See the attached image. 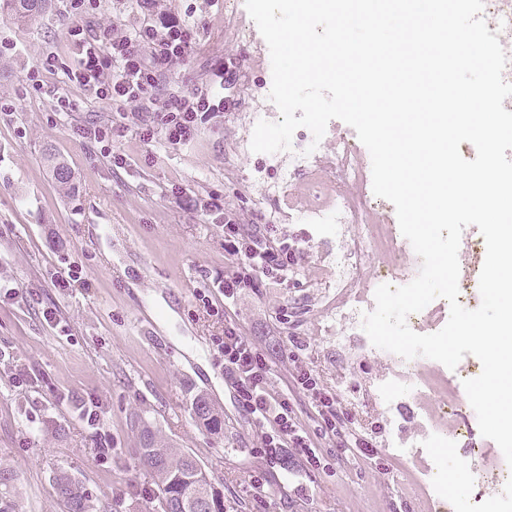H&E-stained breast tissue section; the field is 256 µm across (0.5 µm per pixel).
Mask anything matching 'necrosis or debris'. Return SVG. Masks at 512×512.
Listing matches in <instances>:
<instances>
[{
	"instance_id": "obj_1",
	"label": "necrosis or debris",
	"mask_w": 512,
	"mask_h": 512,
	"mask_svg": "<svg viewBox=\"0 0 512 512\" xmlns=\"http://www.w3.org/2000/svg\"><path fill=\"white\" fill-rule=\"evenodd\" d=\"M327 133L336 137V168L322 178L316 155L306 154L307 144L297 139L288 153V166L279 172V192L289 199L288 221L308 224L320 249L321 284L336 291V333L345 347L366 356L376 348L361 328L363 313L375 307L373 288L382 284L402 286L419 273L421 260L392 219L373 220L377 196L372 190V173L361 143L337 122H329ZM399 252V265L382 268L381 259ZM372 290L362 293L361 281ZM392 373L371 378L368 392L381 412H389L401 395H410L418 407L423 438L419 447L393 439L392 452L419 469L421 495L438 512L446 490L433 455L434 449L465 443L471 449L472 470L477 482H484V470L477 450L471 405L463 381L453 370L424 357L406 360L390 358ZM452 412L457 422L452 429L439 424V416Z\"/></svg>"
}]
</instances>
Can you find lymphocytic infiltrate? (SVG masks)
<instances>
[{"instance_id": "obj_1", "label": "lymphocytic infiltrate", "mask_w": 512, "mask_h": 512, "mask_svg": "<svg viewBox=\"0 0 512 512\" xmlns=\"http://www.w3.org/2000/svg\"><path fill=\"white\" fill-rule=\"evenodd\" d=\"M70 37L75 65L67 73L68 81L102 100L126 105L150 100L151 123L134 127L143 141L159 136L172 146L189 143L204 116L224 109V84L220 81L205 91L176 90L153 99L148 96L149 90L189 55L191 38L183 22L164 19L156 25L146 19L131 35L115 38L107 33L99 40L87 37L83 27L75 25ZM204 208L223 219L224 252L237 261L235 269L224 275L225 300H235L240 290L253 286L255 274L283 281L295 271L296 254L287 244L256 246L250 235L225 217L223 202L212 199ZM217 351L240 409L262 432L258 456L274 468L290 450L307 469L320 467L322 454L298 420L287 390L275 388L271 382L270 359L232 327L219 338ZM293 383L315 407L325 437L343 438L349 447L361 451L368 448V441L346 432L336 412L335 396L321 388L310 371H297Z\"/></svg>"}]
</instances>
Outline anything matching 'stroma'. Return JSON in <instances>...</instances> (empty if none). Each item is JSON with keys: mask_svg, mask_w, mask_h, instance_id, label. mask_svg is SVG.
Returning <instances> with one entry per match:
<instances>
[{"mask_svg": "<svg viewBox=\"0 0 512 512\" xmlns=\"http://www.w3.org/2000/svg\"><path fill=\"white\" fill-rule=\"evenodd\" d=\"M153 4L155 16L188 25L193 46L156 94L205 90L224 72L223 112L177 147L131 131L114 132L107 147L81 135L136 110L66 83L69 30L77 23L92 36L106 27L129 34L143 20L130 0H53L33 21L0 18V463L14 474L15 512H64L52 488L60 468L80 482L93 512H149L156 486L139 460L142 420L195 457L234 512H429L368 397L367 378L392 366L380 354L337 352L327 312L334 291L315 285L319 249L307 225L289 223L287 201L270 195L278 174L266 154L250 149L252 114L280 118L267 95L264 38L246 44L233 35L229 0ZM47 57L50 73L40 68ZM61 96L71 111H58ZM49 150L71 169L69 188L54 180ZM211 197L245 230L261 235L275 225L296 250L295 273L223 305L217 283L233 263L223 225L199 207ZM73 267L90 287L57 288L58 272ZM48 309L56 313L50 322ZM228 325L272 359L275 387L310 370L374 454L319 438L315 410L296 391L297 416L317 435L327 467L304 472L291 454L267 470L251 453L261 431L240 412L217 363L216 340ZM200 392L222 414V429L193 418ZM438 461L459 486L449 512H469L474 500L512 512V493L474 483L464 448L440 449ZM259 474L267 479L262 498L251 490Z\"/></svg>", "mask_w": 512, "mask_h": 512, "instance_id": "1", "label": "stroma"}]
</instances>
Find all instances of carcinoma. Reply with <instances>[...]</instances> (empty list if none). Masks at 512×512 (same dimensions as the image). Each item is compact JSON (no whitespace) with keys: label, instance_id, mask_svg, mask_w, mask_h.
Masks as SVG:
<instances>
[{"label":"carcinoma","instance_id":"carcinoma-1","mask_svg":"<svg viewBox=\"0 0 512 512\" xmlns=\"http://www.w3.org/2000/svg\"><path fill=\"white\" fill-rule=\"evenodd\" d=\"M51 0H0V12L16 22H25L50 6ZM54 179L61 187L72 182L69 167L54 155H49ZM190 410L204 427L216 430L222 426L221 418L209 399L196 395ZM142 464L157 487L153 512H176L178 505L198 497L206 499L204 512H224V497L212 485L198 461L189 453L172 447L160 432L148 426L140 430ZM54 486L66 512H92L90 499L83 487L60 469L54 476Z\"/></svg>","mask_w":512,"mask_h":512}]
</instances>
